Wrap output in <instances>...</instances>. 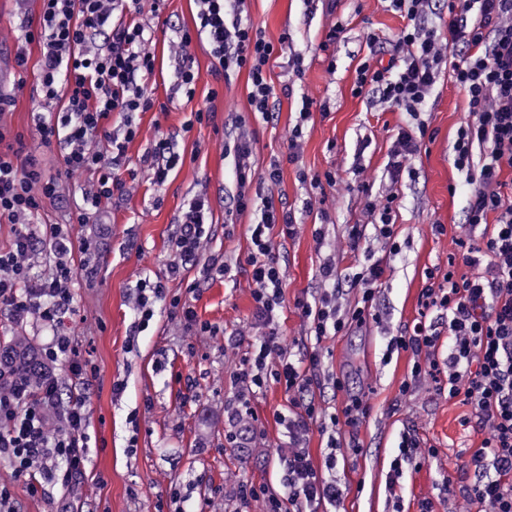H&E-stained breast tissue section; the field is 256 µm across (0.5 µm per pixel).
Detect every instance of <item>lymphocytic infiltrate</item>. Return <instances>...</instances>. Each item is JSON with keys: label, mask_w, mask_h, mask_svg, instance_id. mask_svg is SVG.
<instances>
[{"label": "lymphocytic infiltrate", "mask_w": 512, "mask_h": 512, "mask_svg": "<svg viewBox=\"0 0 512 512\" xmlns=\"http://www.w3.org/2000/svg\"><path fill=\"white\" fill-rule=\"evenodd\" d=\"M110 0H40L38 23L24 21V43L15 62L27 70L29 44L40 47L36 65L44 102H60L58 111L39 115L36 131L45 146L57 147L66 171L91 170L97 175L93 195L69 214L67 223L43 224L39 218L45 200L58 192L55 178L45 176L37 158L27 153L22 139L8 141L0 127V220L15 224L8 247L0 248V309L13 320L36 316L53 332L43 345L41 364L67 362L59 376L33 381L28 373L14 371L0 387V458L12 466L17 479L32 495L45 484L73 490L88 464L86 397L75 393L66 407H59L61 389L86 379L88 363L80 356L72 336L61 326L76 312L74 284L92 283L97 272L94 252L87 240H75L74 225L88 223L102 201L123 191L120 169L126 144L137 129L136 112L155 104L148 83L155 57L147 51L144 23L117 21ZM390 11L404 24L392 39L395 52L389 64L365 59L356 70L352 93L373 95L389 108L415 112L430 94L447 52H457L452 79L467 98L468 113L456 132L454 167L466 175L465 223L455 240L457 252L445 267L425 273L417 322L390 338L386 351L412 356L410 373L401 385L412 392L431 380L437 393L462 399L471 408L476 428L488 430L469 459L458 467V494L465 504L477 503L487 512H512V202L501 192V173L512 168V0H448V38L440 40L425 27L432 0H387ZM200 26L196 33L182 32L186 52L177 73V88L193 97L199 80L187 49L200 40L217 60L216 80L246 72L250 105L264 119L274 116L268 74L279 48L262 31L243 22L245 0H198ZM312 99H305L299 118L288 134L285 158L274 157L262 167L252 160L253 135L245 118L235 117L234 136L224 141V153L234 160L236 191L224 212L234 216L255 208L260 213L250 227V251L243 264L233 265L224 254L202 251L203 226L210 212L207 197L189 203L173 238V257L167 273L180 277L186 266L197 269L199 281L230 277L244 272L254 285L256 318L265 327L251 338L250 327L228 336L224 346L240 350L235 375L237 392L231 415L242 431L260 438L252 428L256 418L253 400L273 384L283 387L291 404L289 413L277 414L286 441L277 455L283 465L286 494L248 481L239 483L242 501L260 499L265 512H319L336 505L344 490L334 475L335 450L342 427L358 430L368 415L361 399H351L342 413L327 409L313 395L324 367L317 342L377 320L376 300L385 273L382 260L374 258L361 225H351L346 246L355 261L339 272L334 259L320 263L321 288L313 300L295 302L306 329L295 347H287L274 326L285 304L283 273L275 253L276 237H290L299 224L295 211L275 189L283 162H295L311 117ZM120 117L114 132L107 122ZM103 138L109 154L92 148ZM482 148V162H474L475 148ZM50 245L55 258L49 274L36 273L40 245ZM81 252V265H73V252ZM467 273H459V266ZM358 296L347 312L336 302L345 290ZM167 303L170 313L197 334L211 332L199 321L193 306L169 296L163 280L143 281L137 296L138 327L148 326L154 305ZM448 340V354L439 357L440 338ZM326 438L322 467H315L307 448L311 430Z\"/></svg>", "instance_id": "obj_1"}]
</instances>
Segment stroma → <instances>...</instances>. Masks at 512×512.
<instances>
[{
    "label": "stroma",
    "mask_w": 512,
    "mask_h": 512,
    "mask_svg": "<svg viewBox=\"0 0 512 512\" xmlns=\"http://www.w3.org/2000/svg\"><path fill=\"white\" fill-rule=\"evenodd\" d=\"M247 7L249 19L267 39H288L270 73L279 106L272 121L253 112L246 74L226 82L215 80L214 62L196 41L191 44L200 75L195 95L189 99L172 94L180 58L175 32L194 29L197 5L195 0H168L156 15L152 0H138L137 17L152 31L147 48L155 56L150 80L155 106L134 117L137 135L127 146L125 161L132 176L125 181L122 197L102 203L91 222L75 230L76 236L97 239L98 275L94 287L78 290L79 318L67 326L93 370L85 389L90 465L69 512H169L170 485L175 481L183 486L182 512H263L259 500L241 506L239 482L283 488L277 450L285 437L274 414L287 411L289 403L281 386H270L254 402L265 430L260 445L230 444L224 439L232 426L226 407L233 395L237 363L236 355L224 348V336L254 317L251 280L239 274L192 294L188 288L197 276L196 268L186 269L177 279L166 277L183 208L200 193L211 203L208 250L223 252L232 260L248 255V226L257 221L256 212L238 217L233 236L224 234V201L235 190L232 162L224 157L229 114L244 116L254 130L253 157L261 167L271 156L287 153L288 128L302 108L303 97L326 106L325 111L314 112L301 158L284 164L278 188L301 224L294 238L278 244L285 293L279 332L286 342L305 333L294 303L316 287L320 261L332 253L338 269L352 262L346 251V227L368 223L365 194L379 195L392 186L386 167L391 137L412 118L378 99L352 95L351 87L369 52L389 61L390 38L402 27V19L387 11L384 0H248ZM38 14V0H0V92L14 98L0 124L21 137L47 176L58 179V195L45 202L40 217L41 223L54 224L63 222L69 208L94 190L96 176L90 171L64 173L59 150L45 147L35 131L33 114L40 103L36 70L19 71L14 54L20 18L34 20ZM338 22L345 27L342 41L325 44L326 34ZM370 33L377 37L372 45L366 40ZM199 110L208 112V119L194 121ZM466 111L463 92L449 70L441 69L432 93L412 119L426 130L412 162L415 175L402 177L395 185L397 245L389 247L377 237L370 240L373 253L386 266L378 297L383 319L343 336L325 337L319 345L326 372L344 376L347 387L338 392L332 385H321L314 390L316 400L340 410L357 395L369 411L359 429L360 452L347 447L336 451V477L346 488L338 512H393L397 500L404 512H418L425 499L432 501L435 512H458L461 502L448 495L442 480L456 475L484 438L464 425L470 409L460 400L437 395L426 384L411 395H401L411 356L386 355L390 337L418 315L426 269L445 264L464 222L468 186L453 166L452 143ZM167 133L176 134L183 159L157 186L149 179L142 155ZM357 168L362 171L361 184L352 189L327 186L314 191L299 178L303 171L335 170L347 179ZM324 210L331 223L319 243L313 226ZM434 223L445 225L446 233L432 235ZM147 277L166 278L170 293L188 297L199 320L216 327V335H194L160 304L148 328L138 338H130L133 292L137 282ZM49 336V329L35 320L17 324L0 312L1 356L11 354L17 341L39 352ZM117 380L125 383L123 393L112 391ZM407 431L437 454L421 470L406 473L391 492L387 489L390 463ZM1 485L14 492V512H52L62 496L52 487L45 494L28 495L12 468L0 460Z\"/></svg>",
    "instance_id": "stroma-1"
}]
</instances>
